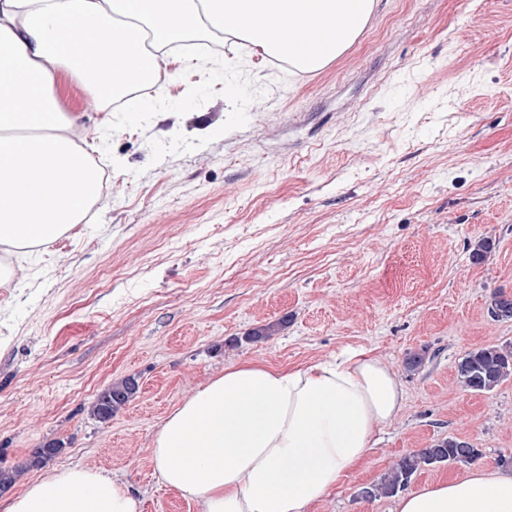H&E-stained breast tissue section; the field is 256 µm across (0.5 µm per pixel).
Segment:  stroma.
<instances>
[{"label":"stroma","instance_id":"obj_1","mask_svg":"<svg viewBox=\"0 0 512 512\" xmlns=\"http://www.w3.org/2000/svg\"><path fill=\"white\" fill-rule=\"evenodd\" d=\"M187 40L163 51L175 72L136 94L139 112L85 109L90 88L57 72L58 108L107 186L46 253L14 255L0 288V470L20 487L89 467L141 512H198L150 457L183 398L238 361L301 367L362 347L395 371L404 407L309 512H395L364 488L451 435L481 458L424 468L410 490L497 471L512 379L469 392L456 364L512 347V321L488 314L494 292L512 296V0H376L357 40L310 73L205 23ZM484 237L496 247L477 264ZM130 375L138 392L98 422L93 399ZM55 441L63 454L23 470Z\"/></svg>","mask_w":512,"mask_h":512}]
</instances>
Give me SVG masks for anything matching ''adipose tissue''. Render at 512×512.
Masks as SVG:
<instances>
[{"label":"adipose tissue","instance_id":"ef3b65f1","mask_svg":"<svg viewBox=\"0 0 512 512\" xmlns=\"http://www.w3.org/2000/svg\"><path fill=\"white\" fill-rule=\"evenodd\" d=\"M376 0H0V288L5 252L39 253L74 229L99 194L73 120L51 96L57 69L103 102L140 81L156 53L200 21L227 19L265 54L313 72L340 57L369 22ZM95 27L98 41L72 51L69 34ZM125 82H117L116 72ZM26 98L29 108L14 102ZM394 371L369 350L280 369L225 366L187 395L151 447L163 484L199 512H309L364 458L377 431L403 409ZM0 512H141L126 484L88 467L27 483ZM396 512H512V474L472 472L403 495Z\"/></svg>","mask_w":512,"mask_h":512}]
</instances>
